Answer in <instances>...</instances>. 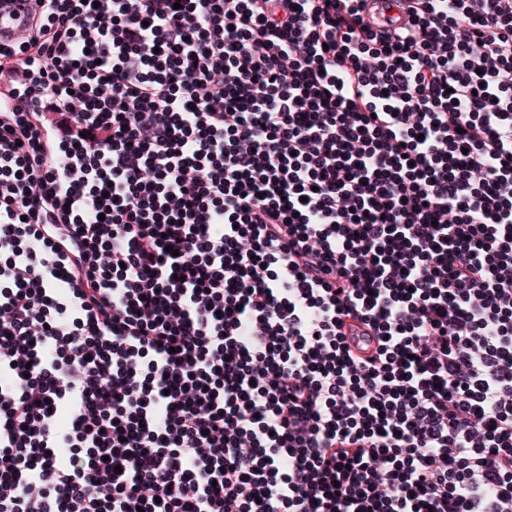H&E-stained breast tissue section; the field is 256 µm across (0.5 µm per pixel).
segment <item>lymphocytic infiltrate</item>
Here are the masks:
<instances>
[{
    "label": "lymphocytic infiltrate",
    "mask_w": 512,
    "mask_h": 512,
    "mask_svg": "<svg viewBox=\"0 0 512 512\" xmlns=\"http://www.w3.org/2000/svg\"><path fill=\"white\" fill-rule=\"evenodd\" d=\"M396 2L0 43V512H512V0Z\"/></svg>",
    "instance_id": "lymphocytic-infiltrate-1"
}]
</instances>
